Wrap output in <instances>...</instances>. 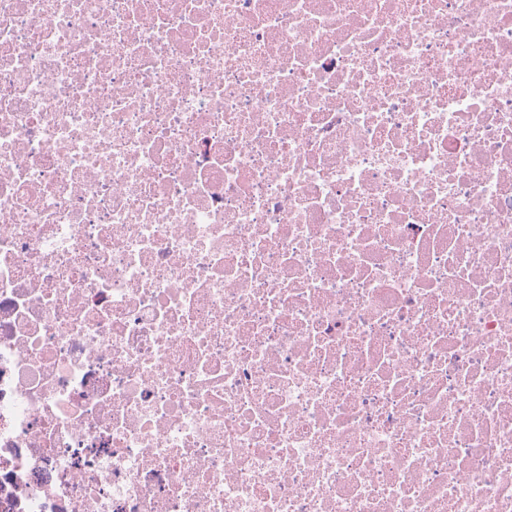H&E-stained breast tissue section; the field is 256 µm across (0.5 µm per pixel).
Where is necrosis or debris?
I'll return each mask as SVG.
<instances>
[{"label": "necrosis or debris", "mask_w": 512, "mask_h": 512, "mask_svg": "<svg viewBox=\"0 0 512 512\" xmlns=\"http://www.w3.org/2000/svg\"><path fill=\"white\" fill-rule=\"evenodd\" d=\"M0 512H512V0H0Z\"/></svg>", "instance_id": "4bbe7bcc"}]
</instances>
